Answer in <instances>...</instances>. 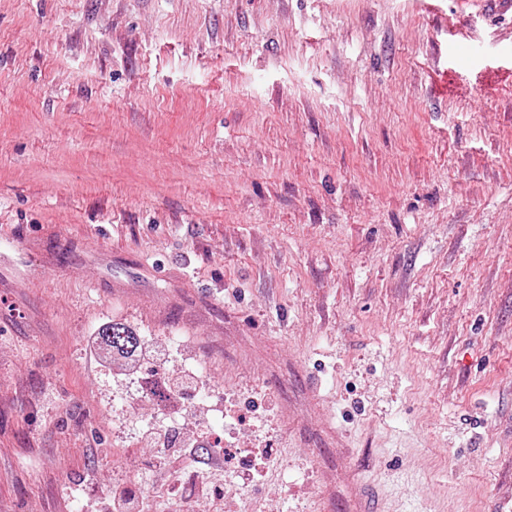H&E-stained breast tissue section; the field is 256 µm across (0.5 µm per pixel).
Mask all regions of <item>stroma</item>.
I'll use <instances>...</instances> for the list:
<instances>
[{"label":"stroma","instance_id":"35a3bbf8","mask_svg":"<svg viewBox=\"0 0 512 512\" xmlns=\"http://www.w3.org/2000/svg\"><path fill=\"white\" fill-rule=\"evenodd\" d=\"M0 280V512L511 507L512 9L0 0ZM98 338L103 347H108L112 354L131 357L144 344L143 336L120 322H113L101 328ZM108 508L113 512H151L165 511L171 508L169 503H156L149 497H130L127 495L117 494L112 497V505L108 504Z\"/></svg>","mask_w":512,"mask_h":512}]
</instances>
